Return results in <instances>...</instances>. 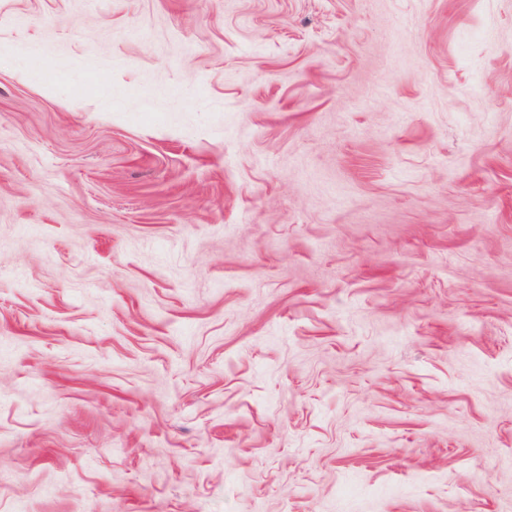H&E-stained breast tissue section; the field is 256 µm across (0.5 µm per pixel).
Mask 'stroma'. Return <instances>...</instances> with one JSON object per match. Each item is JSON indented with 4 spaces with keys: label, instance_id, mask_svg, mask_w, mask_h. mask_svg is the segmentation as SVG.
<instances>
[{
    "label": "stroma",
    "instance_id": "stroma-1",
    "mask_svg": "<svg viewBox=\"0 0 512 512\" xmlns=\"http://www.w3.org/2000/svg\"><path fill=\"white\" fill-rule=\"evenodd\" d=\"M0 512H512V0H0Z\"/></svg>",
    "mask_w": 512,
    "mask_h": 512
}]
</instances>
